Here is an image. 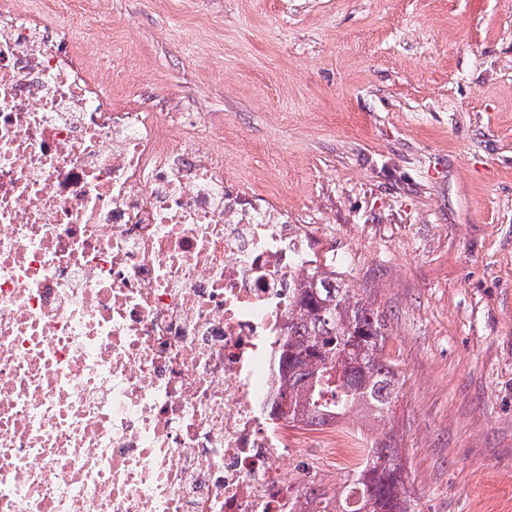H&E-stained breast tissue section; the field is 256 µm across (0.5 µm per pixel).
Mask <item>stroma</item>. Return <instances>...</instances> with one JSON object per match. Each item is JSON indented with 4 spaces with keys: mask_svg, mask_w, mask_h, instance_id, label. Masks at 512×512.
Instances as JSON below:
<instances>
[{
    "mask_svg": "<svg viewBox=\"0 0 512 512\" xmlns=\"http://www.w3.org/2000/svg\"><path fill=\"white\" fill-rule=\"evenodd\" d=\"M115 103L222 129L387 324L417 512H512V0H73Z\"/></svg>",
    "mask_w": 512,
    "mask_h": 512,
    "instance_id": "obj_1",
    "label": "stroma"
}]
</instances>
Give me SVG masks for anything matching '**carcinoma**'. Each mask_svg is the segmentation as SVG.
<instances>
[{
    "label": "carcinoma",
    "mask_w": 512,
    "mask_h": 512,
    "mask_svg": "<svg viewBox=\"0 0 512 512\" xmlns=\"http://www.w3.org/2000/svg\"><path fill=\"white\" fill-rule=\"evenodd\" d=\"M290 294L279 352L288 419L315 426L330 417H388L403 381L398 364L385 353L382 316L327 265L292 281ZM310 495L336 501V512H416L402 458L388 434L362 449L361 465L345 474L340 487H312Z\"/></svg>",
    "instance_id": "cac0c4a2"
}]
</instances>
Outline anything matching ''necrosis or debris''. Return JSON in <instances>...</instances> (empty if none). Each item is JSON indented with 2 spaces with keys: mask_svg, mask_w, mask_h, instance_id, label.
Wrapping results in <instances>:
<instances>
[{
  "mask_svg": "<svg viewBox=\"0 0 512 512\" xmlns=\"http://www.w3.org/2000/svg\"><path fill=\"white\" fill-rule=\"evenodd\" d=\"M75 57L0 0V512H313L369 435L271 413L312 238Z\"/></svg>",
  "mask_w": 512,
  "mask_h": 512,
  "instance_id": "1",
  "label": "necrosis or debris"
}]
</instances>
